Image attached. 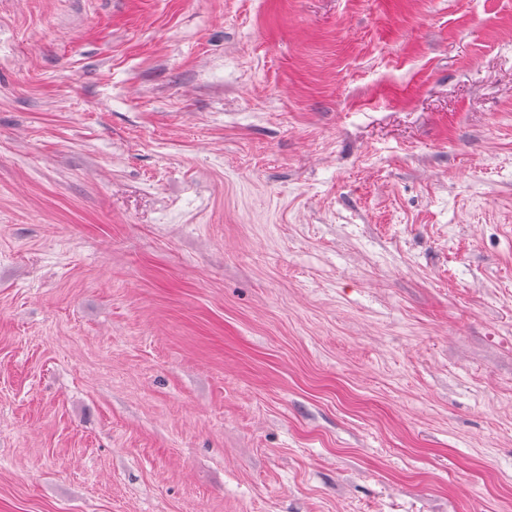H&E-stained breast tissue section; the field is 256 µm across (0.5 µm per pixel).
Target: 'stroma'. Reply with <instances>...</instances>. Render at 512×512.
<instances>
[{
  "label": "stroma",
  "instance_id": "stroma-1",
  "mask_svg": "<svg viewBox=\"0 0 512 512\" xmlns=\"http://www.w3.org/2000/svg\"><path fill=\"white\" fill-rule=\"evenodd\" d=\"M0 512H512V0H0Z\"/></svg>",
  "mask_w": 512,
  "mask_h": 512
}]
</instances>
